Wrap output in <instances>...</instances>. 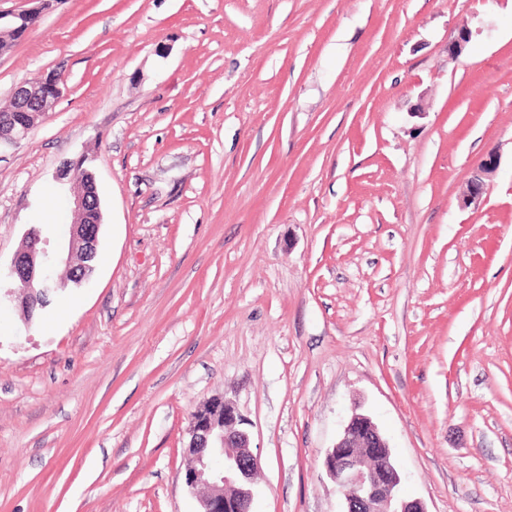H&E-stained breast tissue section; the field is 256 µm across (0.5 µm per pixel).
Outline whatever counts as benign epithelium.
<instances>
[{
  "mask_svg": "<svg viewBox=\"0 0 512 512\" xmlns=\"http://www.w3.org/2000/svg\"><path fill=\"white\" fill-rule=\"evenodd\" d=\"M30 13L0 12V30L18 35L26 29ZM64 80L52 71L19 86L14 95L17 108L0 114V144L15 143L41 121L63 93ZM498 160L490 153L484 158L470 180L464 206L477 205L486 192L485 178L497 168ZM74 220L69 224L64 242L51 248L36 228H30L20 249L5 271L6 277L22 289L20 294L8 290L3 299L19 303L32 313L28 288L36 283L43 296L50 297L58 287L56 268H79V258L97 254L102 224L98 194L84 191L72 199ZM88 213L94 219L85 223ZM247 419L234 403L215 398L200 406L191 415L187 444L190 463L184 474L187 487L199 494L200 512H252L250 485L259 469L258 459L249 450L250 438L245 429ZM327 475L343 492L344 512H426L417 499L402 495L401 477L392 461L388 441L372 420L354 414L343 428L336 443L325 455Z\"/></svg>",
  "mask_w": 512,
  "mask_h": 512,
  "instance_id": "benign-epithelium-1",
  "label": "benign epithelium"
}]
</instances>
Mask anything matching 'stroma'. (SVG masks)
<instances>
[{
    "instance_id": "35a3bbf8",
    "label": "stroma",
    "mask_w": 512,
    "mask_h": 512,
    "mask_svg": "<svg viewBox=\"0 0 512 512\" xmlns=\"http://www.w3.org/2000/svg\"><path fill=\"white\" fill-rule=\"evenodd\" d=\"M31 9L0 105L66 90L0 148V264L66 234L65 162L103 224L89 285L0 305V512H199L217 396L253 512H343L355 413L427 512H512V0H0ZM63 86L64 80L58 71L19 86L13 94L18 100L17 108L0 114V145L25 138L61 97ZM498 160L495 154L490 153L484 158L470 180V189L467 198L463 201L464 206L477 205L481 202L486 192L487 184L485 178L489 177L497 168ZM247 424L224 397L206 402L191 415L184 481L199 494V512H252L250 485L259 463L249 450Z\"/></svg>"
}]
</instances>
